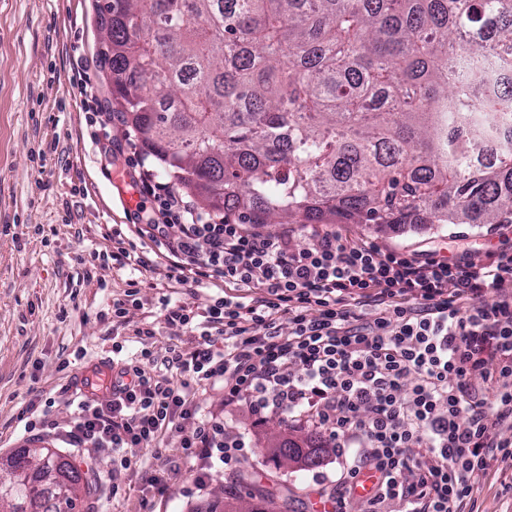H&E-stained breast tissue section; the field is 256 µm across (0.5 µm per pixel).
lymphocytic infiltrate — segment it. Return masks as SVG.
<instances>
[{
    "label": "lymphocytic infiltrate",
    "instance_id": "1",
    "mask_svg": "<svg viewBox=\"0 0 512 512\" xmlns=\"http://www.w3.org/2000/svg\"><path fill=\"white\" fill-rule=\"evenodd\" d=\"M130 162L171 287L192 292L218 280L235 293L203 309L161 294L167 323L187 341L157 355L145 322L132 355L113 342L112 396L80 398L68 445L111 449L126 470L140 450L171 438L184 453L142 474L143 495L164 497L171 471L205 484L241 464L247 446L202 412L201 397L219 388L227 408L305 418L328 434L346 462L328 495L333 512H348L366 472L375 479L367 512H474V486L492 460L512 462V439L501 436L512 430V247L477 259L412 256L336 229L312 231L300 247L289 230L199 211L141 153ZM363 306L371 317L359 315ZM478 374L487 389L472 385Z\"/></svg>",
    "mask_w": 512,
    "mask_h": 512
}]
</instances>
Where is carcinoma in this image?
<instances>
[{"instance_id":"1","label":"carcinoma","mask_w":512,"mask_h":512,"mask_svg":"<svg viewBox=\"0 0 512 512\" xmlns=\"http://www.w3.org/2000/svg\"><path fill=\"white\" fill-rule=\"evenodd\" d=\"M112 99L209 208L263 224L512 216V0H112ZM317 438L277 458L319 461ZM10 512H72L82 474L20 448Z\"/></svg>"}]
</instances>
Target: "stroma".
<instances>
[{
  "label": "stroma",
  "instance_id": "1",
  "mask_svg": "<svg viewBox=\"0 0 512 512\" xmlns=\"http://www.w3.org/2000/svg\"><path fill=\"white\" fill-rule=\"evenodd\" d=\"M99 2L0 0V468L15 449L52 448L93 481L74 512H250L262 495L276 512H316L317 482L331 488L342 474L333 450L310 467L278 461L272 451L280 439L314 437L319 428L276 417L255 422L247 409L225 410L219 389L204 396L205 412L221 416L228 433L248 436L253 454L237 473L200 488L185 472H171L165 497L148 505L138 474L117 470L110 449L71 448L56 435L74 422V385L89 379L92 364L111 365L114 337L137 349L132 330L143 322L156 331V351L185 337L157 304L164 265L136 271L97 257L111 250L113 225L131 223L122 195L135 190L126 128L112 119ZM341 231L416 255L478 256L512 244L507 224H345ZM132 282L140 304L125 323L113 322L112 301ZM39 394L55 400L54 433L24 430L21 412ZM474 499L479 512H512V468L492 464Z\"/></svg>",
  "mask_w": 512,
  "mask_h": 512
}]
</instances>
